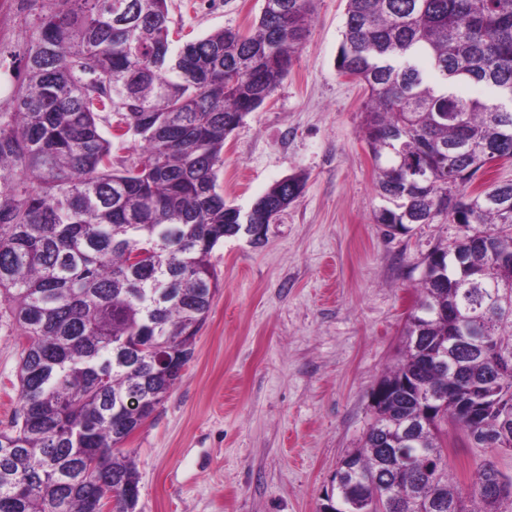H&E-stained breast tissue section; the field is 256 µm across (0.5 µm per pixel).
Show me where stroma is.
<instances>
[{"label":"stroma","instance_id":"obj_1","mask_svg":"<svg viewBox=\"0 0 512 512\" xmlns=\"http://www.w3.org/2000/svg\"><path fill=\"white\" fill-rule=\"evenodd\" d=\"M262 0H170L184 41L243 29ZM346 0H313L310 31L288 76L224 143L218 190L248 210L277 181L302 195L265 242L225 239L212 252L220 286L179 383L126 445L140 471L136 512H323L342 458L360 447L369 395L400 356L425 256L465 232L446 217L389 234L360 134L363 87L336 58ZM21 7L0 10V70L17 71ZM0 303V430L19 400L26 342ZM448 469L469 485L487 459L512 477V452L448 432Z\"/></svg>","mask_w":512,"mask_h":512}]
</instances>
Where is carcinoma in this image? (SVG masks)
<instances>
[{
    "label": "carcinoma",
    "instance_id": "1",
    "mask_svg": "<svg viewBox=\"0 0 512 512\" xmlns=\"http://www.w3.org/2000/svg\"><path fill=\"white\" fill-rule=\"evenodd\" d=\"M26 2L23 78L0 112V297L26 338L19 408L0 432V512H87L88 486L139 487L124 442L193 357L219 287L214 247L304 191L292 174L243 212L216 181L224 141L292 68L313 0L286 13L263 0L252 29L176 53L168 0ZM337 68L366 91L386 202L375 223L394 233L444 215L470 233L425 257L404 350L380 379L394 392L336 500L342 512H512L494 461L465 491L443 454L449 424L473 448L512 451V181L469 191L490 160H512V0H347ZM462 82L498 100L466 98ZM114 138L137 146L116 162ZM423 345L444 349L426 376ZM455 377L454 397L406 431L419 393Z\"/></svg>",
    "mask_w": 512,
    "mask_h": 512
}]
</instances>
